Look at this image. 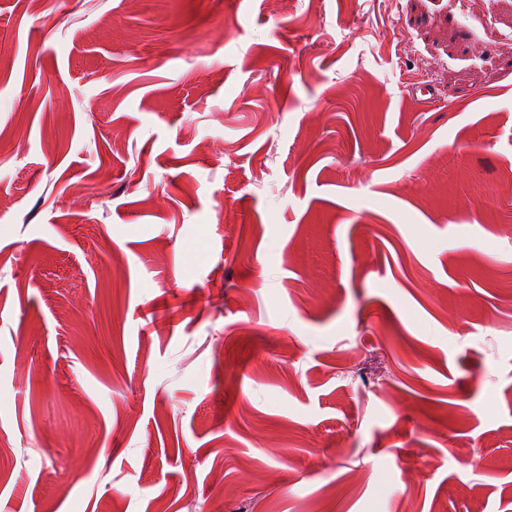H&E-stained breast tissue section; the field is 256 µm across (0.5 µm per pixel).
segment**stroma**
Returning a JSON list of instances; mask_svg holds the SVG:
<instances>
[{"label":"stroma","mask_w":512,"mask_h":512,"mask_svg":"<svg viewBox=\"0 0 512 512\" xmlns=\"http://www.w3.org/2000/svg\"><path fill=\"white\" fill-rule=\"evenodd\" d=\"M0 136V512H512V0H0Z\"/></svg>","instance_id":"1"}]
</instances>
